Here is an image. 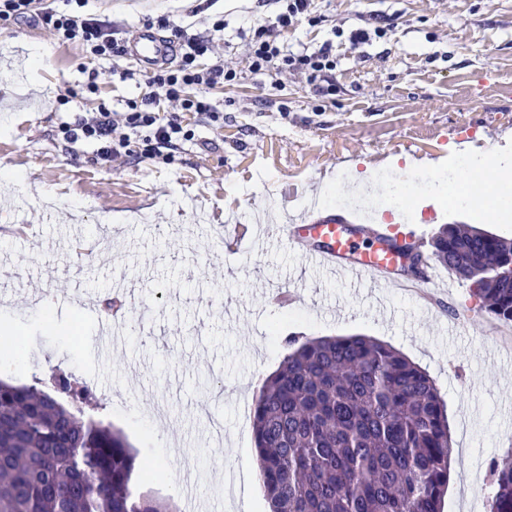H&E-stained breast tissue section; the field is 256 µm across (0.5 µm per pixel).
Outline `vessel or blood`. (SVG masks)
<instances>
[{
  "label": "vessel or blood",
  "mask_w": 512,
  "mask_h": 512,
  "mask_svg": "<svg viewBox=\"0 0 512 512\" xmlns=\"http://www.w3.org/2000/svg\"><path fill=\"white\" fill-rule=\"evenodd\" d=\"M169 52L166 37L148 28L136 31L128 45L129 56L144 66L153 64ZM322 209L319 199L310 197L302 216L293 223L276 225L275 230L289 245L303 247V258L308 267L342 273L353 284L389 282V273L397 259L378 245L379 240L385 238V231L365 225L360 233H352L351 218L342 214L326 215ZM112 305L115 309L113 320L100 332V341L105 345L117 343L126 325V311L132 303L126 294L117 292L113 295Z\"/></svg>",
  "instance_id": "vessel-or-blood-1"
}]
</instances>
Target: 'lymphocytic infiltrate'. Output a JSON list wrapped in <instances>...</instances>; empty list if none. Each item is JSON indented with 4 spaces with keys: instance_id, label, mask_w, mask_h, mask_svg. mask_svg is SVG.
<instances>
[{
    "instance_id": "f902f5d3",
    "label": "lymphocytic infiltrate",
    "mask_w": 512,
    "mask_h": 512,
    "mask_svg": "<svg viewBox=\"0 0 512 512\" xmlns=\"http://www.w3.org/2000/svg\"><path fill=\"white\" fill-rule=\"evenodd\" d=\"M285 2L282 11L255 28L251 66L261 71L276 64L283 70L306 72L315 91L325 93L335 66L330 46L311 54L295 55L284 52L279 42L281 33L293 27L299 18L311 15L314 0ZM35 4L36 0H0V22L7 24L32 12L38 24L60 42L81 44L92 58L109 60L125 55L126 46L111 26L78 13L39 10ZM157 26L172 41L173 57L146 73L151 95L128 103L123 112L98 107L67 127L69 142L96 144V155L103 163L130 155L132 137L138 133L143 134L146 142L159 147L172 143L183 132L185 113L197 112L215 123L221 119L212 104L211 92L234 81L236 73L220 64L203 67V60L216 52L213 39L192 34L185 26L166 18L158 20ZM168 101L173 104L169 110L164 107Z\"/></svg>"
}]
</instances>
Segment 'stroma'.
I'll return each mask as SVG.
<instances>
[{"label": "stroma", "mask_w": 512, "mask_h": 512, "mask_svg": "<svg viewBox=\"0 0 512 512\" xmlns=\"http://www.w3.org/2000/svg\"><path fill=\"white\" fill-rule=\"evenodd\" d=\"M87 0L83 14L124 36L158 18L214 35L235 81L213 90L214 123L187 115L188 139L173 150L97 164L96 147L68 144L65 123L148 94L143 68L108 78L79 44H58L33 19L0 28V326L17 338L10 370L30 382L62 365L107 391L96 419L111 422L156 475L142 492L185 510L193 483L209 512H267L251 432L253 397L289 349L287 337L364 335L391 344L435 379L454 448L443 512H490V464L512 449V327L477 305L468 282L440 267V290L419 298L398 288L353 286L305 268L302 253L268 239L228 257L212 227L253 224L268 212L284 224L310 193L333 212L355 214L429 241L442 224H472L512 238V206L457 207L427 190L429 171L462 155L512 170V0H315L320 23L281 35L295 53L331 43L333 89L315 93L292 73L252 71L250 26L279 0ZM386 35L351 45L374 15ZM223 21L214 32L212 24ZM100 71L98 90L86 89ZM415 172L407 206L376 211L371 180ZM83 237L68 243L71 226ZM122 285L140 313L126 349L95 346L108 316L105 294ZM285 288L282 308L264 299ZM50 301L31 307L30 291ZM472 478H465V471Z\"/></svg>", "instance_id": "1"}]
</instances>
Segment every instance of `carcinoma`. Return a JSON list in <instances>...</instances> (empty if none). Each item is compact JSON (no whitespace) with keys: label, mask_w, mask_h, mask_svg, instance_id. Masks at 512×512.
Returning <instances> with one entry per match:
<instances>
[{"label":"carcinoma","mask_w":512,"mask_h":512,"mask_svg":"<svg viewBox=\"0 0 512 512\" xmlns=\"http://www.w3.org/2000/svg\"><path fill=\"white\" fill-rule=\"evenodd\" d=\"M428 259L471 282L492 318L512 323V240L443 224ZM255 394L252 433L269 512H441L453 454L435 381L363 335L286 340ZM0 379V512H174L133 492L147 476L112 425L89 421L88 386ZM491 512H512V452L492 463Z\"/></svg>","instance_id":"obj_1"}]
</instances>
